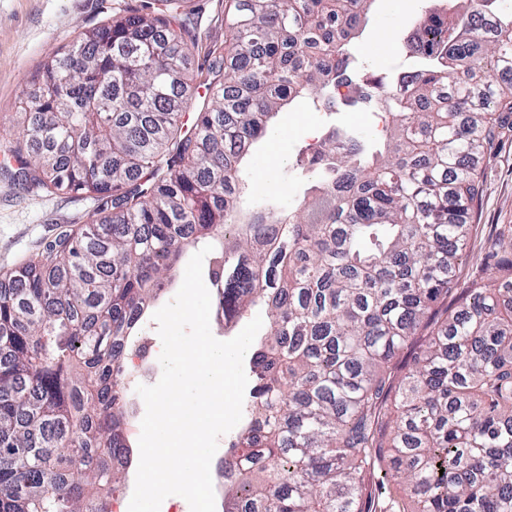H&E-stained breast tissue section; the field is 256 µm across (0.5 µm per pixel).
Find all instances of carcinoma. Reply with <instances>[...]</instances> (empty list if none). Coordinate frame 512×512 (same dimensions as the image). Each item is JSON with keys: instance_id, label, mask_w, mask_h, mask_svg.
Here are the masks:
<instances>
[{"instance_id": "1", "label": "carcinoma", "mask_w": 512, "mask_h": 512, "mask_svg": "<svg viewBox=\"0 0 512 512\" xmlns=\"http://www.w3.org/2000/svg\"><path fill=\"white\" fill-rule=\"evenodd\" d=\"M160 2L49 56L3 143L26 188L99 206L0 281V512H109L128 338L202 240L217 309L268 320L230 512H373L392 482L415 512H512V237L490 283L456 276L485 146L512 132V9L427 10L384 96L397 78L358 79L353 53L373 0H224L199 83L196 13ZM305 95L386 113L383 141L329 129L302 199L242 224V163Z\"/></svg>"}]
</instances>
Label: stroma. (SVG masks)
Wrapping results in <instances>:
<instances>
[{
	"label": "stroma",
	"instance_id": "35a3bbf8",
	"mask_svg": "<svg viewBox=\"0 0 512 512\" xmlns=\"http://www.w3.org/2000/svg\"><path fill=\"white\" fill-rule=\"evenodd\" d=\"M141 0H0V135L16 129L19 102L34 89L42 62L63 51L77 34L104 20L112 10L138 8ZM431 0H410L402 9L398 0H375L368 23L357 40V64L363 74L392 77L406 69L404 43L418 26ZM201 13L200 35L205 45L224 41V0H191ZM197 50L194 69L206 71L207 58ZM284 137L279 149L261 140L245 173L253 199L277 198L291 204L309 185L295 168L312 139L332 127L349 128L377 136L382 116L350 107L336 113L318 110L301 101L276 118ZM274 168L273 184L262 174ZM480 167L481 193L470 208L468 223L475 231L460 264L462 282L481 275L480 267L501 225L512 224V137L495 141ZM92 196L76 193L46 194L26 189L0 177V274L40 252L59 226L87 223L97 209Z\"/></svg>",
	"mask_w": 512,
	"mask_h": 512
}]
</instances>
